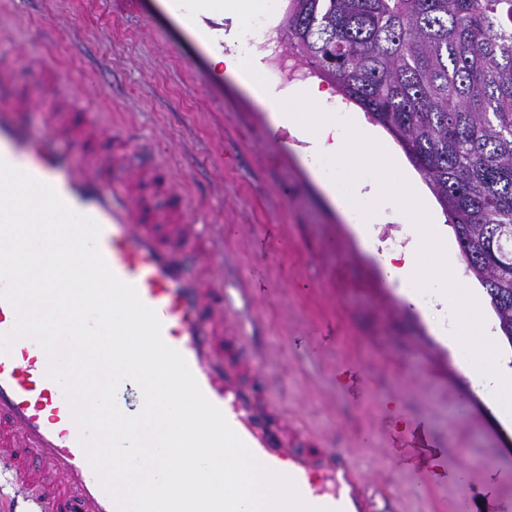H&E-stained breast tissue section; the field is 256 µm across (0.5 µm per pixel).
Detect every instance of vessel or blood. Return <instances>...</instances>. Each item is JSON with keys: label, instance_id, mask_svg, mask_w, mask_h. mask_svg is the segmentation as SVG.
<instances>
[{"label": "vessel or blood", "instance_id": "obj_1", "mask_svg": "<svg viewBox=\"0 0 512 512\" xmlns=\"http://www.w3.org/2000/svg\"><path fill=\"white\" fill-rule=\"evenodd\" d=\"M167 5L186 28L209 40L189 0ZM68 106L84 115L83 123L66 129L72 141L99 136V113L78 99ZM28 107L17 101L0 109V158L53 187L72 211L99 225L98 247L111 271L156 311L164 342L184 356L205 396L255 457L289 477L317 512H374L353 459L340 451H311V435L291 425L282 403L256 383L257 369L245 357L251 339L221 278L189 274L203 249L221 253L222 238L204 224L188 229L182 206L161 219L148 211L141 186L165 183L148 146L120 140L111 151L86 154L84 167L76 168L30 137L17 119ZM48 364L30 337L0 353V469L21 484L28 512H116L79 444L61 387L46 375ZM316 471L322 474L318 485Z\"/></svg>", "mask_w": 512, "mask_h": 512}]
</instances>
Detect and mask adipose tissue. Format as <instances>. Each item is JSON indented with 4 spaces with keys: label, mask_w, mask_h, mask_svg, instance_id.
<instances>
[{
    "label": "adipose tissue",
    "mask_w": 512,
    "mask_h": 512,
    "mask_svg": "<svg viewBox=\"0 0 512 512\" xmlns=\"http://www.w3.org/2000/svg\"><path fill=\"white\" fill-rule=\"evenodd\" d=\"M257 95L270 102L274 126L295 128L309 142L316 178L350 215L359 237L368 238L371 226L390 211L412 224V247L379 254V262L402 298L414 300L416 291L423 289L460 305L449 347H465L462 370L477 390L489 395L492 406L512 408V373L497 369L495 346L482 333L481 308L468 288L457 283L455 261L439 228L375 132L354 117L348 125L337 126L330 113L317 111L327 93L316 84L283 95L261 88Z\"/></svg>",
    "instance_id": "adipose-tissue-1"
}]
</instances>
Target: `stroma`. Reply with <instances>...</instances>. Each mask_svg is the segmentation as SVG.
<instances>
[{"label":"stroma","mask_w":512,"mask_h":512,"mask_svg":"<svg viewBox=\"0 0 512 512\" xmlns=\"http://www.w3.org/2000/svg\"><path fill=\"white\" fill-rule=\"evenodd\" d=\"M0 48L13 69L0 103L24 98L35 135L65 91L104 113L107 137L149 140L188 195V219L224 237L212 270L241 268L259 324L256 364L291 424L348 453L365 490L398 512H459L462 499L512 512V423L442 348L438 321L393 288L376 256L410 241L373 227L368 249L314 177L304 144L164 0H0Z\"/></svg>","instance_id":"35a3bbf8"}]
</instances>
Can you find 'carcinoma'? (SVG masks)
<instances>
[{
  "instance_id": "obj_1",
  "label": "carcinoma",
  "mask_w": 512,
  "mask_h": 512,
  "mask_svg": "<svg viewBox=\"0 0 512 512\" xmlns=\"http://www.w3.org/2000/svg\"><path fill=\"white\" fill-rule=\"evenodd\" d=\"M276 39L399 143L512 345V0H289Z\"/></svg>"
}]
</instances>
